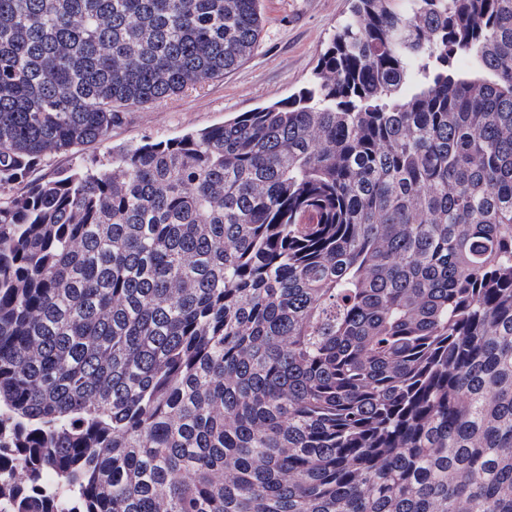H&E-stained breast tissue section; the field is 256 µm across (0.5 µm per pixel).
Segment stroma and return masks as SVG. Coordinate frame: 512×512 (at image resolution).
Returning <instances> with one entry per match:
<instances>
[{
    "mask_svg": "<svg viewBox=\"0 0 512 512\" xmlns=\"http://www.w3.org/2000/svg\"><path fill=\"white\" fill-rule=\"evenodd\" d=\"M262 31L250 58L234 72L156 104L123 113L104 140L47 156L11 194L66 174L91 160L108 162L113 149L167 139L219 125L280 101L310 77L351 0H260Z\"/></svg>",
    "mask_w": 512,
    "mask_h": 512,
    "instance_id": "35a3bbf8",
    "label": "stroma"
}]
</instances>
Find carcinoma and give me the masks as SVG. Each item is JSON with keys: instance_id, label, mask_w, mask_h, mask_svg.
Instances as JSON below:
<instances>
[{"instance_id": "carcinoma-1", "label": "carcinoma", "mask_w": 512, "mask_h": 512, "mask_svg": "<svg viewBox=\"0 0 512 512\" xmlns=\"http://www.w3.org/2000/svg\"><path fill=\"white\" fill-rule=\"evenodd\" d=\"M260 33L0 0V190ZM0 512H512V0H352L297 93L0 203Z\"/></svg>"}]
</instances>
